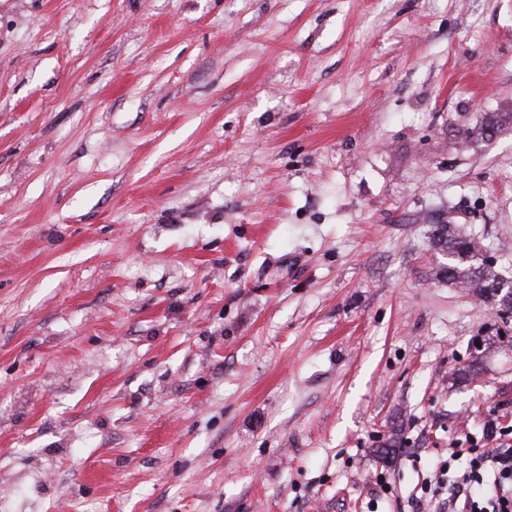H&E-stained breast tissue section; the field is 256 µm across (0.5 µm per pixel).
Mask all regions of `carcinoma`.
I'll use <instances>...</instances> for the list:
<instances>
[{
    "mask_svg": "<svg viewBox=\"0 0 512 512\" xmlns=\"http://www.w3.org/2000/svg\"><path fill=\"white\" fill-rule=\"evenodd\" d=\"M512 120L509 112H493L486 116L479 127L480 136L499 130L504 122ZM429 239L434 249L448 251V263L440 265L436 277L460 283L501 310L512 309V281L504 279L494 266L484 258V246L472 234L453 224H435Z\"/></svg>",
    "mask_w": 512,
    "mask_h": 512,
    "instance_id": "cac0c4a2",
    "label": "carcinoma"
}]
</instances>
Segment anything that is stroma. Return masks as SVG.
Segmentation results:
<instances>
[{"label": "stroma", "instance_id": "stroma-1", "mask_svg": "<svg viewBox=\"0 0 512 512\" xmlns=\"http://www.w3.org/2000/svg\"><path fill=\"white\" fill-rule=\"evenodd\" d=\"M512 0H0V512H433L512 432ZM429 239L435 250L448 251V263L437 268L438 279L460 283L500 310L512 309V281L486 261L484 246L472 234L455 224H434Z\"/></svg>", "mask_w": 512, "mask_h": 512}]
</instances>
